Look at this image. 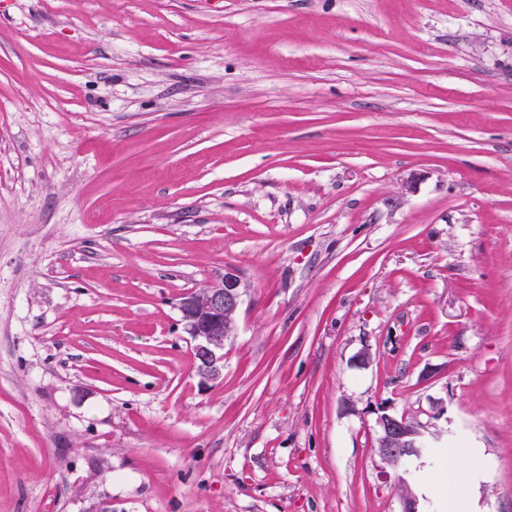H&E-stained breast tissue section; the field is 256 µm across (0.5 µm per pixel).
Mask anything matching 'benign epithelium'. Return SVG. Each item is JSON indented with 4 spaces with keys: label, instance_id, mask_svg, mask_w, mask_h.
I'll use <instances>...</instances> for the list:
<instances>
[{
    "label": "benign epithelium",
    "instance_id": "1",
    "mask_svg": "<svg viewBox=\"0 0 512 512\" xmlns=\"http://www.w3.org/2000/svg\"><path fill=\"white\" fill-rule=\"evenodd\" d=\"M243 296V283L232 269L202 288L182 295L178 309L187 333L194 340L193 353L199 372L211 379L224 370V342L235 333V315ZM376 451L385 464L400 467L420 456L421 423L405 414L377 411Z\"/></svg>",
    "mask_w": 512,
    "mask_h": 512
}]
</instances>
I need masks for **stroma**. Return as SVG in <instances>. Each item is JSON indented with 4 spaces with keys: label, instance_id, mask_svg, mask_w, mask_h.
<instances>
[{
    "label": "stroma",
    "instance_id": "1",
    "mask_svg": "<svg viewBox=\"0 0 512 512\" xmlns=\"http://www.w3.org/2000/svg\"><path fill=\"white\" fill-rule=\"evenodd\" d=\"M381 405L512 512V0H0V512H401ZM243 283L234 270L202 288L183 294L178 309L187 333L194 340L199 372L211 379L224 370V342L235 333V315L243 296Z\"/></svg>",
    "mask_w": 512,
    "mask_h": 512
}]
</instances>
